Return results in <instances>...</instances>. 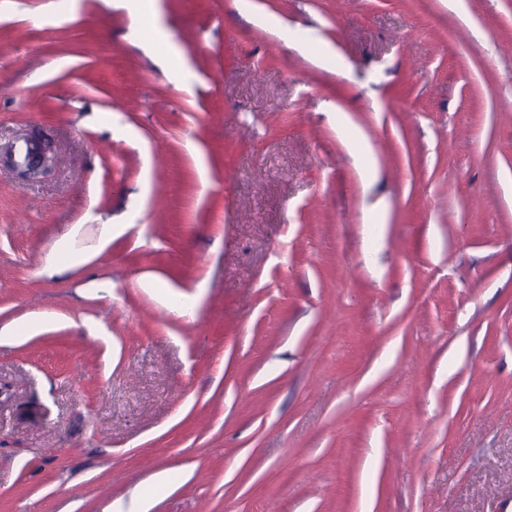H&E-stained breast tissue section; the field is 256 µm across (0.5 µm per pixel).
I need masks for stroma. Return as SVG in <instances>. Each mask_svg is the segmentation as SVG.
<instances>
[{"label": "stroma", "mask_w": 512, "mask_h": 512, "mask_svg": "<svg viewBox=\"0 0 512 512\" xmlns=\"http://www.w3.org/2000/svg\"><path fill=\"white\" fill-rule=\"evenodd\" d=\"M161 4L0 0V512H512V0ZM33 147L28 151L22 161H16L12 153L8 156V161L17 169L20 174L26 179H36L44 174L48 169V156L51 148L49 145L41 141H28Z\"/></svg>", "instance_id": "stroma-1"}]
</instances>
